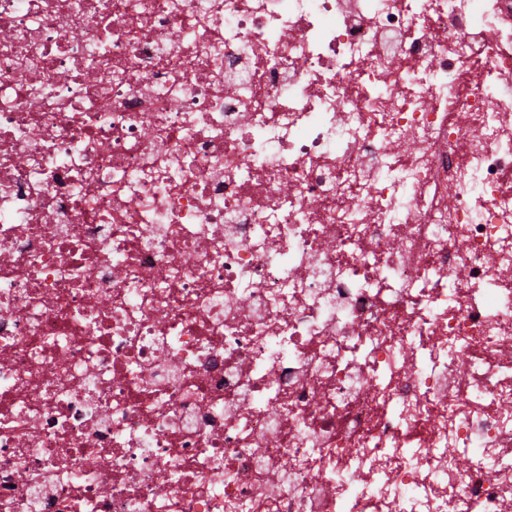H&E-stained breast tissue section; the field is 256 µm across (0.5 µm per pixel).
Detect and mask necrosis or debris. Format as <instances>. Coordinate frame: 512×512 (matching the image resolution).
<instances>
[{"instance_id": "necrosis-or-debris-1", "label": "necrosis or debris", "mask_w": 512, "mask_h": 512, "mask_svg": "<svg viewBox=\"0 0 512 512\" xmlns=\"http://www.w3.org/2000/svg\"><path fill=\"white\" fill-rule=\"evenodd\" d=\"M507 74L512 0H0V512H512Z\"/></svg>"}]
</instances>
